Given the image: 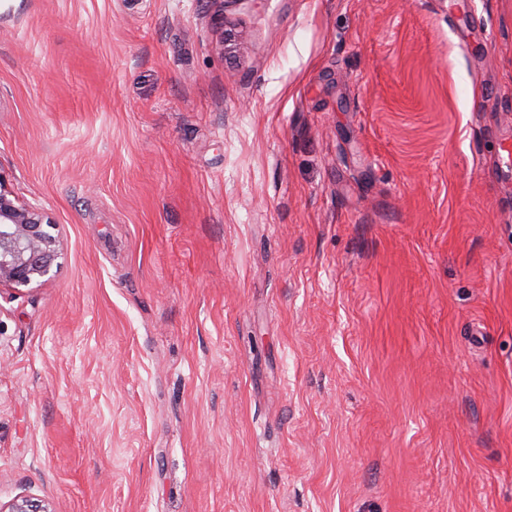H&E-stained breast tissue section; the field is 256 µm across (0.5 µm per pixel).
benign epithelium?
<instances>
[{"mask_svg":"<svg viewBox=\"0 0 512 512\" xmlns=\"http://www.w3.org/2000/svg\"><path fill=\"white\" fill-rule=\"evenodd\" d=\"M62 256L58 224L42 208L23 202L0 169V288L27 287L49 280ZM0 512H55L26 496L0 502Z\"/></svg>","mask_w":512,"mask_h":512,"instance_id":"7a95c632","label":"benign epithelium"}]
</instances>
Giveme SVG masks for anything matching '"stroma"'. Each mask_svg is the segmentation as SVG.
Listing matches in <instances>:
<instances>
[{
	"mask_svg": "<svg viewBox=\"0 0 512 512\" xmlns=\"http://www.w3.org/2000/svg\"><path fill=\"white\" fill-rule=\"evenodd\" d=\"M512 0H0V500L512 512ZM62 254L58 224L42 208L20 201L0 168V288L48 281Z\"/></svg>",
	"mask_w": 512,
	"mask_h": 512,
	"instance_id": "35a3bbf8",
	"label": "stroma"
}]
</instances>
